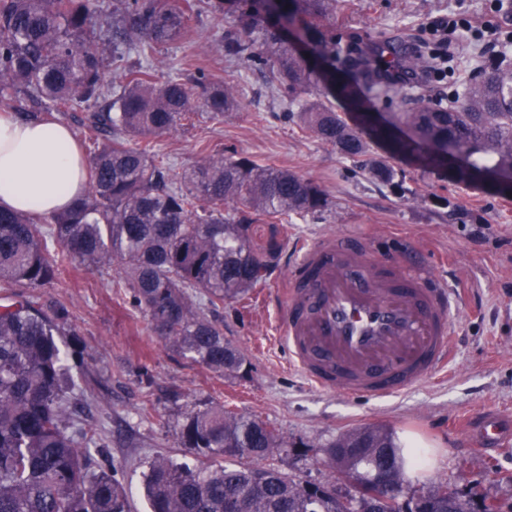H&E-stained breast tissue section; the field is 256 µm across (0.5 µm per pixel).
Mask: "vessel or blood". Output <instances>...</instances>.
Masks as SVG:
<instances>
[{"label":"vessel or blood","instance_id":"1","mask_svg":"<svg viewBox=\"0 0 512 512\" xmlns=\"http://www.w3.org/2000/svg\"><path fill=\"white\" fill-rule=\"evenodd\" d=\"M460 301L412 250L382 257L369 240L329 236L307 245L278 313L291 366L315 387L372 398L444 371ZM465 431L481 451L502 445V419L484 412Z\"/></svg>","mask_w":512,"mask_h":512}]
</instances>
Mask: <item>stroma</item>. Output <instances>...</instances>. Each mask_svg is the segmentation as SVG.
Returning a JSON list of instances; mask_svg holds the SVG:
<instances>
[{
	"mask_svg": "<svg viewBox=\"0 0 512 512\" xmlns=\"http://www.w3.org/2000/svg\"><path fill=\"white\" fill-rule=\"evenodd\" d=\"M442 15L476 18L512 35V0H503L498 10L491 0H346L322 31L341 43L357 35L398 49L433 41L428 24ZM235 24L234 17L203 6L188 37L155 53L158 82L202 70L235 84L239 100L238 110L223 119L201 117L194 126L156 138L160 159L178 168L204 148L247 157L315 182L329 200L319 216L250 225L251 248L259 252L274 243L278 256L247 299L225 301L218 311L225 339L245 357L240 371L222 376L168 348L129 298L111 288L115 268L71 267L39 290L44 303L67 306L80 334L69 365L76 383L92 393L83 418L106 435L134 512H148L144 461L165 454L196 465L194 452L181 447L176 433L188 413L211 402L257 416L293 442L288 456L274 460L292 476L336 481L332 469L304 454L303 444L325 445L363 427L391 434L409 430L438 450L429 471L406 480L405 493L439 480L462 489L476 482L511 506L512 444L476 454L455 427L484 409L512 416V198L404 162L395 165L394 183L377 182L367 158H343L300 129L287 99L266 89L263 66L225 55L224 32ZM356 234L370 237L382 255L427 249L430 272L465 289L466 304L453 322L455 359L446 380L373 400L312 388L289 369L276 321L295 247L302 239Z\"/></svg>",
	"mask_w": 512,
	"mask_h": 512,
	"instance_id": "35a3bbf8",
	"label": "stroma"
}]
</instances>
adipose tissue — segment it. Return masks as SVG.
<instances>
[{"mask_svg":"<svg viewBox=\"0 0 512 512\" xmlns=\"http://www.w3.org/2000/svg\"><path fill=\"white\" fill-rule=\"evenodd\" d=\"M84 183V160L68 126L0 118V209L57 214Z\"/></svg>","mask_w":512,"mask_h":512,"instance_id":"obj_1","label":"adipose tissue"}]
</instances>
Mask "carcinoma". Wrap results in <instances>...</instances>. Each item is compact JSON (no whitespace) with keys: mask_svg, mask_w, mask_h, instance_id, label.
<instances>
[{"mask_svg":"<svg viewBox=\"0 0 512 512\" xmlns=\"http://www.w3.org/2000/svg\"><path fill=\"white\" fill-rule=\"evenodd\" d=\"M339 0H214L220 14L238 18L224 34V53L268 68L269 88L297 108L302 129L345 158L374 145L388 131L352 127L348 112L370 108L360 85L396 97L388 118L407 139L370 167L389 183L393 161L414 157L419 168L439 171L460 159V182L493 167L512 174V60L503 50L482 78L469 76L444 105L420 91L396 89L379 71L388 59L327 43L318 27L336 16ZM197 0H123L112 37L95 31L102 0H0V95L14 99L23 121L39 119L34 106L66 112L79 103L98 109L86 116L84 137L91 176L83 194L60 214L44 217L0 210V512H131V500L107 463L106 438L79 416L62 344L78 331L63 304L46 306L35 289L78 264H117L112 287L180 356L219 373H237L241 351L224 340L221 322L206 311L241 300L266 279L276 258L249 246V225L281 223L323 212L321 187L287 170L248 158L202 151L174 169L158 159L151 139L193 123L204 113L224 117L238 105L234 86L201 74L159 84L146 63L157 48L183 37ZM263 38L253 37L259 19ZM301 38L310 55L298 51ZM137 64H127L130 50ZM112 52L120 82H104ZM330 55L357 70L352 83L311 63ZM177 437L203 459L192 469L165 457L147 462L143 488L150 512H501L493 497L448 493L440 481L403 495L405 475L392 438L379 429L348 433L305 454L349 476L353 491L300 480L275 465L256 463L286 455L294 444L262 420L211 403L189 413ZM392 465L397 493L382 502L368 495L380 455Z\"/></svg>","mask_w":512,"mask_h":512,"instance_id":"carcinoma-1","label":"carcinoma"}]
</instances>
